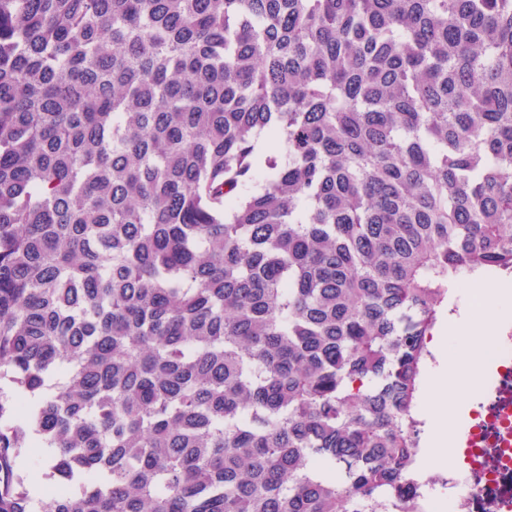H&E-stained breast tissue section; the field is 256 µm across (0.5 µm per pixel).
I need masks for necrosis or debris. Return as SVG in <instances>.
Instances as JSON below:
<instances>
[{
	"mask_svg": "<svg viewBox=\"0 0 512 512\" xmlns=\"http://www.w3.org/2000/svg\"><path fill=\"white\" fill-rule=\"evenodd\" d=\"M487 366L485 397L462 445L464 464L420 479L417 512H427L432 501L443 502L448 512H474L480 504L512 512V491L501 488L512 477V334L496 338Z\"/></svg>",
	"mask_w": 512,
	"mask_h": 512,
	"instance_id": "1",
	"label": "necrosis or debris"
}]
</instances>
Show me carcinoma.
<instances>
[{
  "label": "carcinoma",
  "instance_id": "1",
  "mask_svg": "<svg viewBox=\"0 0 512 512\" xmlns=\"http://www.w3.org/2000/svg\"><path fill=\"white\" fill-rule=\"evenodd\" d=\"M492 272L512 0H0V512L409 506ZM19 466L27 477V481L36 484L44 477L47 470V453L43 448H27L24 456L19 460Z\"/></svg>",
  "mask_w": 512,
  "mask_h": 512
}]
</instances>
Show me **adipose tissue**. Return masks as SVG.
Segmentation results:
<instances>
[{"mask_svg": "<svg viewBox=\"0 0 512 512\" xmlns=\"http://www.w3.org/2000/svg\"><path fill=\"white\" fill-rule=\"evenodd\" d=\"M503 286L488 282L484 285L481 308L468 317L467 321L449 326L446 334L435 337L438 347H446L449 340H456L460 347L448 361L449 378H437L429 382L428 409L436 421V429L429 442L428 458L431 464L442 465L452 460L456 450L448 438V415L454 400L478 385L477 377L458 379L457 374L482 359L492 343L493 333L505 315L500 302Z\"/></svg>", "mask_w": 512, "mask_h": 512, "instance_id": "adipose-tissue-1", "label": "adipose tissue"}]
</instances>
